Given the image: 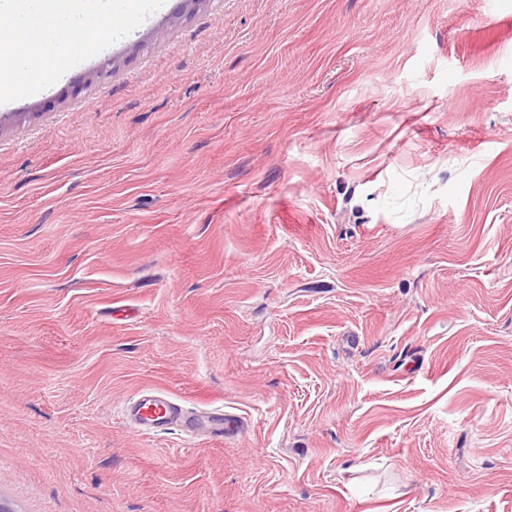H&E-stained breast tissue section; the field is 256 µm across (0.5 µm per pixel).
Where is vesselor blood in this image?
Returning a JSON list of instances; mask_svg holds the SVG:
<instances>
[{"label":"vessel or blood","mask_w":512,"mask_h":512,"mask_svg":"<svg viewBox=\"0 0 512 512\" xmlns=\"http://www.w3.org/2000/svg\"><path fill=\"white\" fill-rule=\"evenodd\" d=\"M129 422L137 430L165 433L173 429L185 433H204L214 440L240 436L243 423L221 409L207 413L192 412L158 389H150L134 396L125 407Z\"/></svg>","instance_id":"b4317fda"}]
</instances>
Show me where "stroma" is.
Returning <instances> with one entry per match:
<instances>
[{
    "label": "stroma",
    "mask_w": 512,
    "mask_h": 512,
    "mask_svg": "<svg viewBox=\"0 0 512 512\" xmlns=\"http://www.w3.org/2000/svg\"><path fill=\"white\" fill-rule=\"evenodd\" d=\"M0 500L512 512V0H166L0 104ZM129 422L139 431L166 433L174 428L185 433H204L213 440L240 436L244 424L232 414L215 409L205 414L185 409L158 389L134 396L125 407Z\"/></svg>",
    "instance_id": "obj_1"
}]
</instances>
